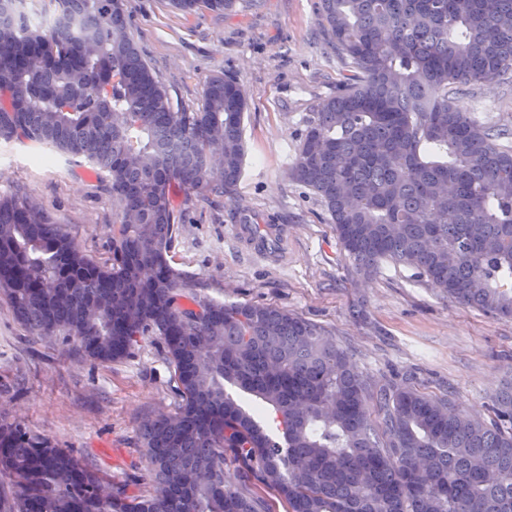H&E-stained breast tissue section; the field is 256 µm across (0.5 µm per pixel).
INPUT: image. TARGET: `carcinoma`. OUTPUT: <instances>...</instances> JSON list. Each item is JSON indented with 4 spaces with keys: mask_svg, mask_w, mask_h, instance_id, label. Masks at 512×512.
Returning <instances> with one entry per match:
<instances>
[{
    "mask_svg": "<svg viewBox=\"0 0 512 512\" xmlns=\"http://www.w3.org/2000/svg\"><path fill=\"white\" fill-rule=\"evenodd\" d=\"M189 13L235 0H171ZM0 139L106 173L109 258L79 249L25 191L0 197V294L33 334L91 360L156 336L173 414L139 428L152 492L131 495L20 422H0V512H512V385L473 417L412 387H375L319 324L224 303L168 259L175 189L222 194L243 156L244 90L209 79L173 105L128 33L121 0H0ZM346 67L306 123L291 179L324 203L356 272L389 261L456 301L512 317V138L453 95L512 74V0H319ZM170 141L188 158L173 164ZM254 396L278 437L229 393Z\"/></svg>",
    "mask_w": 512,
    "mask_h": 512,
    "instance_id": "cac0c4a2",
    "label": "carcinoma"
}]
</instances>
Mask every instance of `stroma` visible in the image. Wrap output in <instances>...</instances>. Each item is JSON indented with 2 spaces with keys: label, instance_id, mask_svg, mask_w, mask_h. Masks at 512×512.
I'll use <instances>...</instances> for the list:
<instances>
[{
  "label": "stroma",
  "instance_id": "obj_1",
  "mask_svg": "<svg viewBox=\"0 0 512 512\" xmlns=\"http://www.w3.org/2000/svg\"><path fill=\"white\" fill-rule=\"evenodd\" d=\"M318 0H236L232 10L185 14L169 0H122L128 31L173 103L198 107L208 78L245 91V155L223 196L192 194L169 258L227 303L278 306L320 324L373 384L412 386L485 418L512 382V319L467 308L414 270L381 264L354 272L321 201L294 182L300 135L344 73ZM481 124L512 130V78L456 94ZM25 189L83 251L109 256L116 219L109 183L86 162L30 142L0 140V195ZM280 224L287 257L257 256L237 224ZM174 368L159 339L140 340L124 361L100 365L72 346L33 336L0 295V419L19 421L73 450L133 494L152 489L142 419L175 412Z\"/></svg>",
  "mask_w": 512,
  "mask_h": 512
}]
</instances>
